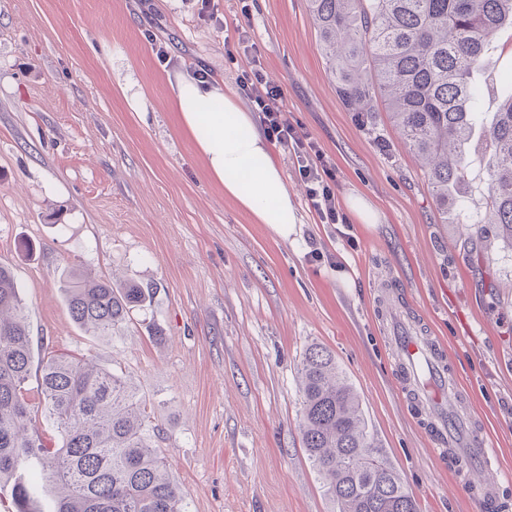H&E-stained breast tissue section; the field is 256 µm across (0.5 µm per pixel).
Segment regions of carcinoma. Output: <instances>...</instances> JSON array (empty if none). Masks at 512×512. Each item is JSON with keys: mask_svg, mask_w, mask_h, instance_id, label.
<instances>
[{"mask_svg": "<svg viewBox=\"0 0 512 512\" xmlns=\"http://www.w3.org/2000/svg\"><path fill=\"white\" fill-rule=\"evenodd\" d=\"M308 8L342 103L367 129L376 112H389L422 160L444 224L448 210L466 208L468 154L484 138L485 211L471 216L469 229L481 237L492 224L512 249V89L487 126L479 85L495 35L512 28V0H308ZM63 291L73 321L103 337L116 335L154 294L133 279L116 285L74 269ZM31 366L19 288L0 265V490L11 489L16 512H36V485L57 492L52 512H188L128 376L90 359L43 362L38 391L60 435L52 448L26 397ZM299 373L302 442L334 512H415L331 353L310 345Z\"/></svg>", "mask_w": 512, "mask_h": 512, "instance_id": "cac0c4a2", "label": "carcinoma"}]
</instances>
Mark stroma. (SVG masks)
<instances>
[{"label": "stroma", "mask_w": 512, "mask_h": 512, "mask_svg": "<svg viewBox=\"0 0 512 512\" xmlns=\"http://www.w3.org/2000/svg\"><path fill=\"white\" fill-rule=\"evenodd\" d=\"M487 64L492 113L512 75L511 28ZM254 68L326 156L337 202L362 196L378 223H320L278 145L299 217L288 239L208 177L167 75L204 70L234 87ZM377 121L364 130L344 107L306 0H0V264L33 361L68 354L129 375L188 512H333L299 429L313 344L358 392L417 512H479L403 398L375 301L386 279L443 341L512 501V250L468 239L465 214L440 221L408 146L387 114ZM74 266L152 285L153 301L117 335H89L63 297Z\"/></svg>", "instance_id": "35a3bbf8"}]
</instances>
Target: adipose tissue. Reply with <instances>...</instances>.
I'll list each match as a JSON object with an SVG mask.
<instances>
[{
  "label": "adipose tissue",
  "mask_w": 512,
  "mask_h": 512,
  "mask_svg": "<svg viewBox=\"0 0 512 512\" xmlns=\"http://www.w3.org/2000/svg\"><path fill=\"white\" fill-rule=\"evenodd\" d=\"M169 87L170 108L204 158L210 179L254 223L288 237L299 221L296 206L267 139L237 91L187 72L174 73Z\"/></svg>",
  "instance_id": "1"
}]
</instances>
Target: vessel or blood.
<instances>
[{"instance_id":"vessel-or-blood-1","label":"vessel or blood","mask_w":512,"mask_h":512,"mask_svg":"<svg viewBox=\"0 0 512 512\" xmlns=\"http://www.w3.org/2000/svg\"><path fill=\"white\" fill-rule=\"evenodd\" d=\"M381 324L388 336L392 358L402 383V393L418 409L430 446L438 458H453L455 476L463 483L482 512H507L511 505L498 497L492 475L499 467L493 445L480 426L466 436L467 451L454 455L459 426L448 417L444 405L461 410L462 394L453 379L451 360L435 337L423 334L414 320L397 306H382Z\"/></svg>"}]
</instances>
